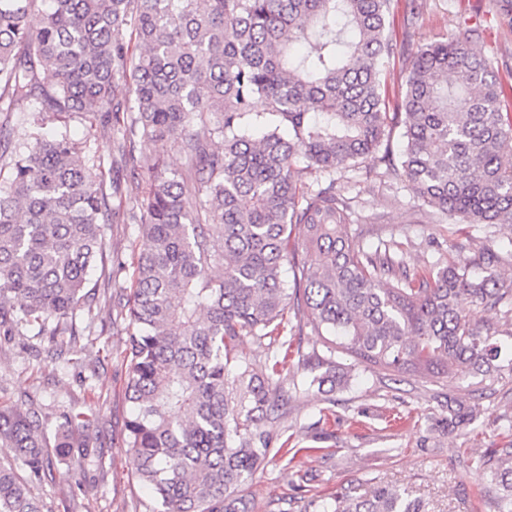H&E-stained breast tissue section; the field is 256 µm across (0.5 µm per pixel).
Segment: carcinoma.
<instances>
[{
	"label": "carcinoma",
	"instance_id": "cac0c4a2",
	"mask_svg": "<svg viewBox=\"0 0 512 512\" xmlns=\"http://www.w3.org/2000/svg\"><path fill=\"white\" fill-rule=\"evenodd\" d=\"M42 3L38 28L28 24ZM391 0H0V101L29 110L36 130L0 151L11 179L0 190V332L32 327L63 346L97 318L90 271L108 259L107 225L140 226L136 288L112 325L124 326L125 395L134 407L125 442L152 512H248L243 486L277 449L273 386L302 356L309 386L336 388L331 357L293 351L288 307L344 352L385 371L462 377L498 370L501 352L464 306L496 311L512 326V287L489 270L498 255L414 271L392 241L364 247L345 231L350 202L336 173L375 154L393 129L399 156L380 161L417 197L466 223L512 228V84L476 53L463 21L446 41L412 57L397 111L381 94ZM131 26L144 52L120 37ZM48 74L46 82L42 75ZM134 100L125 111L118 93ZM272 120L252 138L263 114ZM92 114L122 132V152L146 171L147 192L126 187L128 213L112 210L100 166L54 118ZM178 136L180 173L138 160L135 138ZM222 144L216 146L214 139ZM329 177L313 189L308 172ZM301 225V247L292 239ZM309 260L289 288L281 278ZM245 338L268 340L272 359L243 357ZM43 411L0 408V512H43L34 487L46 449L94 454L83 414L59 416L54 439ZM473 410L448 406L437 426L468 425ZM481 502L512 512V440L474 459ZM320 512H426L409 492L375 484L336 493Z\"/></svg>",
	"mask_w": 512,
	"mask_h": 512
}]
</instances>
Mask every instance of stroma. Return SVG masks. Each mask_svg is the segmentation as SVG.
Returning <instances> with one entry per match:
<instances>
[{"instance_id":"stroma-1","label":"stroma","mask_w":512,"mask_h":512,"mask_svg":"<svg viewBox=\"0 0 512 512\" xmlns=\"http://www.w3.org/2000/svg\"><path fill=\"white\" fill-rule=\"evenodd\" d=\"M409 4L391 2L396 50L383 69L389 98L403 92L417 49L458 32L466 18L479 21L475 46L493 58L498 77L512 84V27L499 22L495 0H422L416 15ZM54 127L82 142L106 178L129 180L130 167L117 150L112 128L66 113ZM336 190L352 201L349 234L370 246L396 240L407 267L470 260L491 248L500 255L495 272L504 283L512 282V229L449 219L389 174L378 156L338 173ZM138 244V225H110L107 246L119 263L106 275L92 277L100 307L95 335L77 337L58 355L31 329L0 339V403L20 412L41 406L50 435L64 407L85 413L90 423L93 457L78 463L49 456L50 468L37 488L47 512H149L153 505L150 492L129 477L126 336L112 327L115 305L132 292ZM335 360L349 369L350 381L330 392L308 387V372L299 360L284 370L273 394L279 404L276 427L297 454L291 461L269 455L245 484L243 493L254 512H314V499L332 500L344 487L362 494L375 483L409 489L427 512H485L475 483L463 472L474 450L500 443L512 421V340L502 347L501 370L487 377L380 371L344 353ZM452 401L475 407L476 419L464 429L444 432L436 422Z\"/></svg>"}]
</instances>
